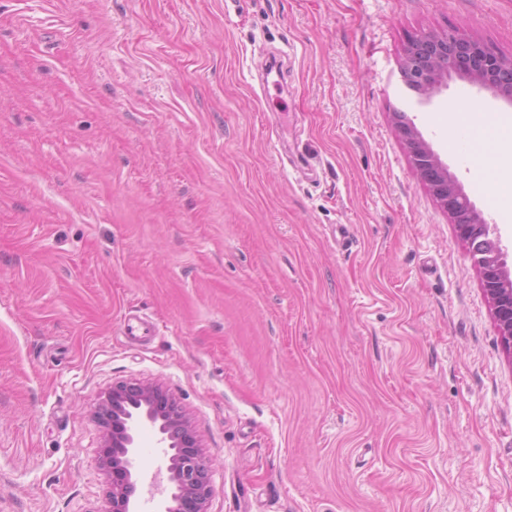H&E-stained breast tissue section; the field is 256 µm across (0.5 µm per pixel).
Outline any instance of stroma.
Instances as JSON below:
<instances>
[{"mask_svg": "<svg viewBox=\"0 0 512 512\" xmlns=\"http://www.w3.org/2000/svg\"><path fill=\"white\" fill-rule=\"evenodd\" d=\"M429 31L512 57V0H0V512H104L118 382L175 397L208 512H512V354L392 120L512 254L447 119L512 104L420 101Z\"/></svg>", "mask_w": 512, "mask_h": 512, "instance_id": "35a3bbf8", "label": "stroma"}]
</instances>
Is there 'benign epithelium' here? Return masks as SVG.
I'll return each mask as SVG.
<instances>
[{
  "mask_svg": "<svg viewBox=\"0 0 512 512\" xmlns=\"http://www.w3.org/2000/svg\"><path fill=\"white\" fill-rule=\"evenodd\" d=\"M400 73L406 86L424 100L452 76L512 100V58L457 34L417 35L401 60ZM392 120L417 176L446 210L478 267L499 336L512 353V266L500 236L491 235L487 219L407 114L395 111ZM96 414L102 429L99 460L109 482L106 512H139L144 485L150 497L161 494L156 512H207L210 467L199 455L195 430L166 389L115 383L101 396ZM146 427L156 434L166 460L165 469L157 470L147 485L136 466L139 435Z\"/></svg>",
  "mask_w": 512,
  "mask_h": 512,
  "instance_id": "1",
  "label": "benign epithelium"
}]
</instances>
